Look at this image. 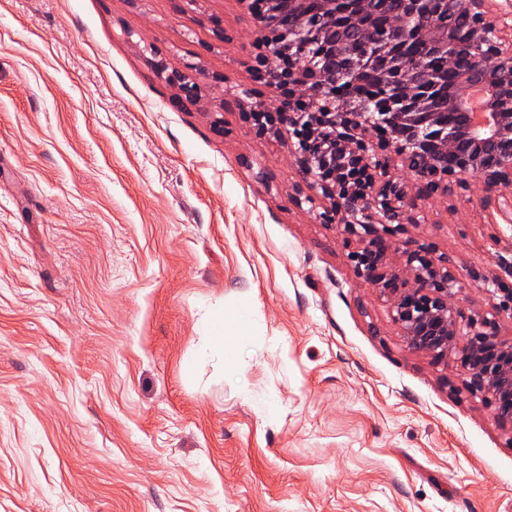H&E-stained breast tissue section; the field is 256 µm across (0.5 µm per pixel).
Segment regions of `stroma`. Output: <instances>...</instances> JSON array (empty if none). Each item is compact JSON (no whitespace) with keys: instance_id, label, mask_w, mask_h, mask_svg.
I'll list each match as a JSON object with an SVG mask.
<instances>
[{"instance_id":"35a3bbf8","label":"stroma","mask_w":512,"mask_h":512,"mask_svg":"<svg viewBox=\"0 0 512 512\" xmlns=\"http://www.w3.org/2000/svg\"><path fill=\"white\" fill-rule=\"evenodd\" d=\"M264 54L239 0H0V512H512V430L406 347L250 119ZM407 210L392 267L447 258L511 337L478 183ZM215 305L250 313L229 353Z\"/></svg>"}]
</instances>
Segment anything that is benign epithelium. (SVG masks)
Masks as SVG:
<instances>
[{
	"label": "benign epithelium",
	"instance_id": "benign-epithelium-1",
	"mask_svg": "<svg viewBox=\"0 0 512 512\" xmlns=\"http://www.w3.org/2000/svg\"><path fill=\"white\" fill-rule=\"evenodd\" d=\"M494 0H270L256 11L286 90L279 111L251 117L258 129L296 139V158L315 196L330 203L324 222L344 227L357 275L392 305L408 349L445 361L459 356L464 384L512 428V337L493 317L450 303L462 285L448 259L404 252L408 276L388 265L389 226L411 222V186L446 194L465 177L512 223V11ZM467 16L458 32L450 19ZM425 48L418 63L411 51ZM483 92L481 111L469 108Z\"/></svg>",
	"mask_w": 512,
	"mask_h": 512
}]
</instances>
